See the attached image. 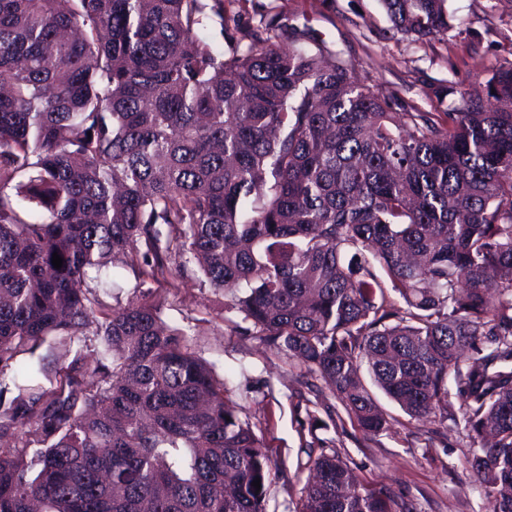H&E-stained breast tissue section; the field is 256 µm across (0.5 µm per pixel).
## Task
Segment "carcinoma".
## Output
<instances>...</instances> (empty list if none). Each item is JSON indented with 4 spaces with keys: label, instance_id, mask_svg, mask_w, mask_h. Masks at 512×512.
<instances>
[{
    "label": "carcinoma",
    "instance_id": "1",
    "mask_svg": "<svg viewBox=\"0 0 512 512\" xmlns=\"http://www.w3.org/2000/svg\"><path fill=\"white\" fill-rule=\"evenodd\" d=\"M447 2L381 0L417 39L448 32ZM214 19L224 0H0V378L49 338L97 354L0 411V512H266L286 461L226 379L160 308L88 296L158 224L323 382L331 421L384 431L377 389L442 426L454 382L470 466L512 512V63L443 124L392 111L307 27L224 49ZM306 456L294 512H398L335 449Z\"/></svg>",
    "mask_w": 512,
    "mask_h": 512
}]
</instances>
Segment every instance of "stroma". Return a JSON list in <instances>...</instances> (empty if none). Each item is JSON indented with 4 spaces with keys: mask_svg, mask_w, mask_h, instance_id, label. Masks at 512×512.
Here are the masks:
<instances>
[{
    "mask_svg": "<svg viewBox=\"0 0 512 512\" xmlns=\"http://www.w3.org/2000/svg\"><path fill=\"white\" fill-rule=\"evenodd\" d=\"M448 8V33L419 40L397 33L379 0H224V25L211 27L209 35L218 43L222 32L239 37L256 31L264 16L281 15L341 51L358 81L397 104L435 113L444 123L449 102L468 90L474 74L490 77L512 61V0H448ZM164 259L167 273L153 281L142 273V258L114 256L111 269L123 289L105 302L158 306L170 324L188 332L196 356L229 378L228 398L254 424L271 456L287 462L271 487L267 512H293L302 487L294 476L297 461L311 443L336 449L364 484L388 489L416 512H489V499L466 463L469 440L462 429H442L400 412L376 435L311 425L309 412L335 403L322 381L274 354L259 336L243 332L229 298L210 288L194 264L171 251ZM75 351L49 340L35 354L20 355L15 369L44 362L43 383L54 388Z\"/></svg>",
    "mask_w": 512,
    "mask_h": 512,
    "instance_id": "obj_1",
    "label": "stroma"
}]
</instances>
